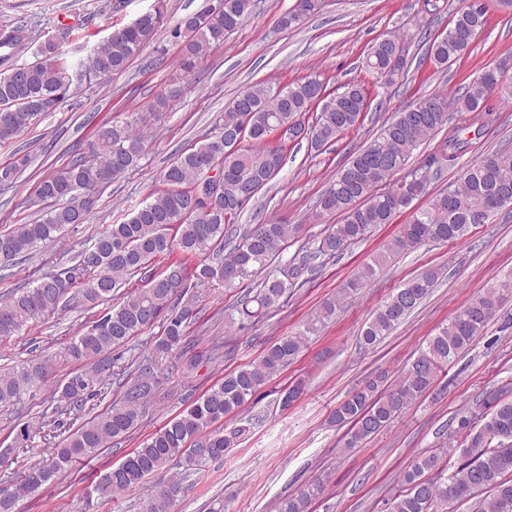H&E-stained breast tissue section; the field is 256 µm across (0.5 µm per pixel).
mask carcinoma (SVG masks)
Listing matches in <instances>:
<instances>
[{
  "label": "carcinoma",
  "mask_w": 512,
  "mask_h": 512,
  "mask_svg": "<svg viewBox=\"0 0 512 512\" xmlns=\"http://www.w3.org/2000/svg\"><path fill=\"white\" fill-rule=\"evenodd\" d=\"M254 7L255 0H209L195 18L182 17L173 30V37L182 41V69L191 71L199 60L224 45ZM320 7L321 0H299L280 16L279 27L296 28ZM488 11L487 0H462L446 33L427 49L437 67L446 69L466 53L485 27ZM163 21L160 3L119 28V35L99 41L85 59L74 64L61 51V44L74 36L72 28L58 29L38 45L35 62L22 64L12 57L27 40L25 29H1L0 49L8 48L10 53L0 55V115L8 113L13 119L0 118V143L12 142L34 120L55 111L69 91L71 72L110 77L125 71ZM406 65L405 39L400 34L376 40L364 61L365 70L384 84L394 83ZM503 72L502 67L486 70L465 85L457 111H485L486 100L503 89ZM324 92L326 82L314 74L285 86L255 83L241 92L225 109L218 132L167 166L159 188L128 219L107 225L83 244L74 265L46 274L32 285H20L0 300V339L23 335L77 297L90 308L108 304L61 351L76 368L54 393L81 410L103 396L123 358L119 349L142 331L161 325L156 342L160 354L183 348L187 327L197 315L192 303L182 302L191 284L221 281L226 288L245 287L237 312L244 320L261 317L280 305L304 273L364 241L376 227L393 223L426 194L428 171L439 172L455 164L468 144L460 129L452 127L439 152L424 165L425 171L416 169L398 179L396 175L414 151L450 124L451 114L448 97L440 93L396 113L321 195L320 212L341 216V223L332 225L312 246L298 249L284 266L273 268V260L300 236L301 225L278 218L242 225L238 219L250 200L282 170L287 144L305 141L320 152L360 123L367 109V92L354 82L341 85L330 95L332 105L306 121V112ZM182 96L183 88L172 85L151 103V109L166 110ZM146 140L144 120L135 112L99 127L89 151L74 155L37 182L31 204L53 202L55 206L33 222L15 224L0 233V264L6 268L38 245L57 241L66 227L85 223L91 208L76 207L79 191L97 172L109 171L115 180L136 168ZM31 163L25 154L0 166V189L13 187ZM511 205L512 150L504 147L469 166L456 187L436 195L428 206L413 209L400 235L390 242L388 254L426 242L460 241ZM91 250L96 260L88 265L85 254ZM161 257L167 262L159 266ZM386 262L387 254L377 256L347 287L362 286ZM259 273L263 277L254 280ZM138 274L142 285L112 303V292ZM438 279L439 271L430 269L394 289L372 313L360 343L370 347L388 335ZM509 292L512 273L441 324L397 384H388L381 373L342 400L329 422L347 427L344 447L360 446L429 393L439 373L483 335ZM335 312L336 300L325 301L302 333L279 338L259 358L225 374L89 486L87 503L143 489L150 477L176 468V477L150 489L145 505V512H172L185 481L207 463L224 458L226 450L250 431L246 425L225 430L221 426L224 417L242 411L295 359L304 337ZM157 369L153 359L141 362L134 378L123 385L120 399L78 425L53 449L49 465L28 470L13 489L0 490V512H16L20 499L34 495L112 442L128 437L139 425L141 407L153 398ZM49 376V359L41 356L0 370V407L25 403L45 387ZM454 423L448 447L417 455L404 470L403 488L391 500L389 512H448V504L467 501L481 491L489 497L479 502L476 512H512V399L493 391L480 409L458 413ZM324 492V483L316 478L280 498L277 512H308V506Z\"/></svg>",
  "instance_id": "carcinoma-1"
}]
</instances>
